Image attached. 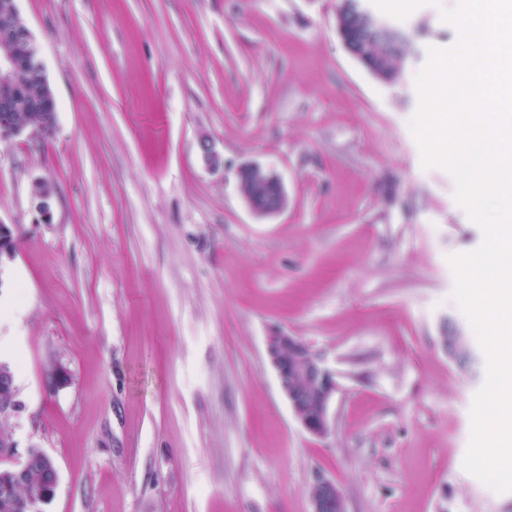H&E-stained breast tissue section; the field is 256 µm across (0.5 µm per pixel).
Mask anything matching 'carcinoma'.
I'll use <instances>...</instances> for the list:
<instances>
[{
	"label": "carcinoma",
	"instance_id": "cac0c4a2",
	"mask_svg": "<svg viewBox=\"0 0 512 512\" xmlns=\"http://www.w3.org/2000/svg\"><path fill=\"white\" fill-rule=\"evenodd\" d=\"M401 29L391 24L374 27L364 24L360 18L345 13L342 36L346 49L379 81L385 84L399 82L408 59L415 53V46L409 37L395 36ZM14 119L31 126L55 124L56 109L41 104L24 112H17Z\"/></svg>",
	"mask_w": 512,
	"mask_h": 512
}]
</instances>
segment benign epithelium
I'll list each match as a JSON object with an SVG mask.
<instances>
[{
    "label": "benign epithelium",
    "instance_id": "7a95c632",
    "mask_svg": "<svg viewBox=\"0 0 512 512\" xmlns=\"http://www.w3.org/2000/svg\"><path fill=\"white\" fill-rule=\"evenodd\" d=\"M45 72L38 46L28 26L16 36L0 39V84H17L20 73L28 67ZM53 133L48 127L38 129L20 125L11 119H0V140L45 137ZM201 159L209 169L224 165L223 156L211 140L200 137ZM237 187L248 209L259 217H275L288 206V192L282 177L266 166L251 162L236 171ZM55 192L51 183L36 182L32 206L40 221L52 219ZM15 227L0 221V258L15 255ZM265 351L280 390L301 426L314 437H324L332 428V405L336 393V378L321 359L303 342L283 329H274L266 336ZM40 464L47 472L43 492L36 497L16 498L11 492L27 484L30 468ZM58 470L54 460L39 448L28 449L23 464L0 468V491L5 493V507L16 512H41L55 494ZM310 512H347L346 500L335 480L318 473L309 491Z\"/></svg>",
    "mask_w": 512,
    "mask_h": 512
}]
</instances>
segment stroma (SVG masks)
Returning <instances> with one entry per match:
<instances>
[{
	"instance_id": "obj_1",
	"label": "stroma",
	"mask_w": 512,
	"mask_h": 512,
	"mask_svg": "<svg viewBox=\"0 0 512 512\" xmlns=\"http://www.w3.org/2000/svg\"><path fill=\"white\" fill-rule=\"evenodd\" d=\"M459 2L366 0L419 48L386 85L343 45L336 0H17L57 112L50 137L0 142L20 403L0 427L12 463L36 447L57 465L42 512H310L318 472L347 512H512L463 468L486 356L465 371L443 344L473 334L449 258L483 232L409 127ZM247 162L283 178L280 215L239 196ZM274 328L335 375L325 437L279 389ZM32 192V206L40 221L48 223L52 219L55 192L51 183L37 181Z\"/></svg>"
}]
</instances>
